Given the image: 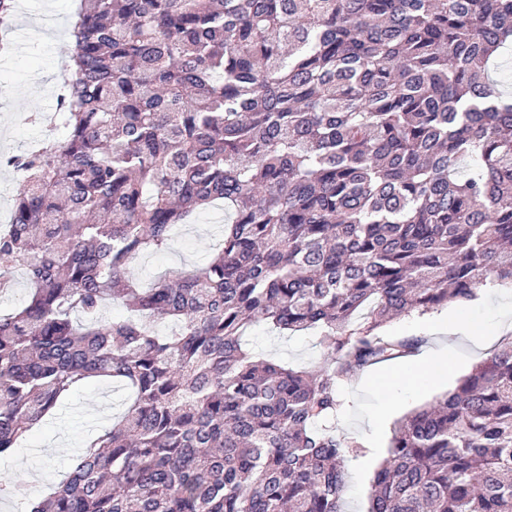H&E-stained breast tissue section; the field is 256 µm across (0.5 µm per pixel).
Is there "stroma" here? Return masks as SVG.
<instances>
[{
  "label": "stroma",
  "mask_w": 512,
  "mask_h": 512,
  "mask_svg": "<svg viewBox=\"0 0 512 512\" xmlns=\"http://www.w3.org/2000/svg\"><path fill=\"white\" fill-rule=\"evenodd\" d=\"M78 8L77 0H16L10 38L12 52L0 53V156L27 149L42 135L41 126L30 123L33 112H52L57 106L55 89L65 76L68 58L61 44ZM224 228L223 210H213L200 219L178 226L168 249L150 252L134 263V273L143 282L179 269L204 265L219 244ZM429 314L414 313L384 326L386 338L416 337L420 351L447 350L456 368L438 385L413 392L371 382L376 366L353 374L339 387L344 410L336 422L338 433L357 438L360 454L348 458L346 512H367L371 485L384 462L395 422L405 414L430 404L452 390L458 380L501 348L477 349L473 337L433 334ZM254 355L274 359L296 369H314L326 360L325 348L315 333L284 335L268 326H258L248 338ZM123 391L92 380L65 396L53 414L19 450L0 463V484L25 481L34 494L48 492L68 473L72 460L82 451L85 437L103 423L118 419Z\"/></svg>",
  "instance_id": "obj_1"
}]
</instances>
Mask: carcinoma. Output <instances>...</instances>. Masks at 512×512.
Masks as SVG:
<instances>
[{"label": "carcinoma", "instance_id": "obj_1", "mask_svg": "<svg viewBox=\"0 0 512 512\" xmlns=\"http://www.w3.org/2000/svg\"><path fill=\"white\" fill-rule=\"evenodd\" d=\"M58 129L0 226V457L93 377L129 392L30 512H343L341 383L380 328L512 285V0H81ZM224 207L203 266L132 264ZM127 315L108 319L104 305ZM174 329L160 334L157 320ZM328 360H258L257 322ZM368 512H512V342L394 428ZM14 289L10 295L0 297V311H8L21 303L29 294L30 283L23 269H17L14 273Z\"/></svg>", "mask_w": 512, "mask_h": 512}]
</instances>
